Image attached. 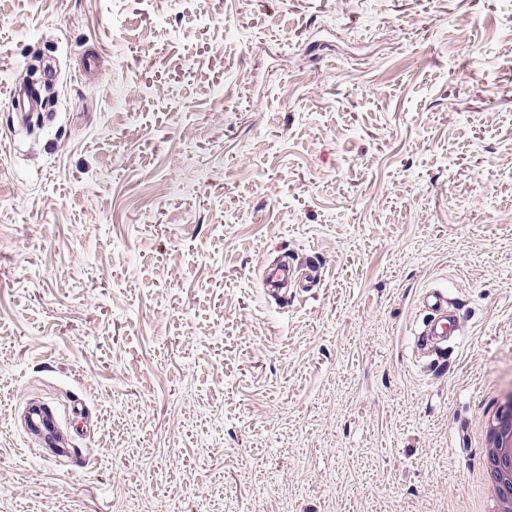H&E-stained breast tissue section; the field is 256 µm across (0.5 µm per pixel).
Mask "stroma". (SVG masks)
I'll return each mask as SVG.
<instances>
[{"instance_id": "35a3bbf8", "label": "stroma", "mask_w": 512, "mask_h": 512, "mask_svg": "<svg viewBox=\"0 0 512 512\" xmlns=\"http://www.w3.org/2000/svg\"><path fill=\"white\" fill-rule=\"evenodd\" d=\"M508 382L512 0H0L9 512H483ZM291 280V270L286 266H272L265 270L262 288L267 295L278 293ZM423 306L430 312V320L422 336L426 343L447 341L450 322L454 314H448V292L440 288H432L423 297Z\"/></svg>"}]
</instances>
